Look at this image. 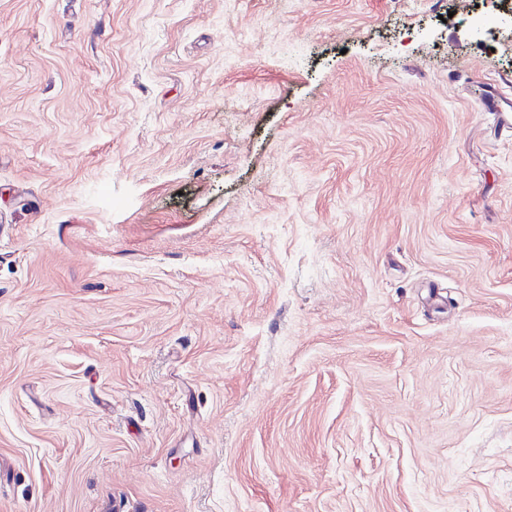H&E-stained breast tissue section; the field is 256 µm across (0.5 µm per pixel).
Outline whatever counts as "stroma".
I'll return each mask as SVG.
<instances>
[{
	"instance_id": "stroma-1",
	"label": "stroma",
	"mask_w": 512,
	"mask_h": 512,
	"mask_svg": "<svg viewBox=\"0 0 512 512\" xmlns=\"http://www.w3.org/2000/svg\"><path fill=\"white\" fill-rule=\"evenodd\" d=\"M503 0H0V512H512Z\"/></svg>"
}]
</instances>
